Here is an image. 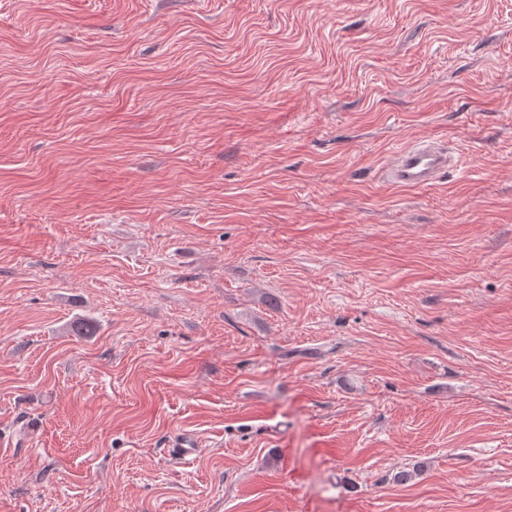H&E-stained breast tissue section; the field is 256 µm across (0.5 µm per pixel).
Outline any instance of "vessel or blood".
<instances>
[{
	"mask_svg": "<svg viewBox=\"0 0 512 512\" xmlns=\"http://www.w3.org/2000/svg\"><path fill=\"white\" fill-rule=\"evenodd\" d=\"M446 149L422 140L396 150L385 163L386 181L398 187H423L434 182L449 165Z\"/></svg>",
	"mask_w": 512,
	"mask_h": 512,
	"instance_id": "obj_1",
	"label": "vessel or blood"
}]
</instances>
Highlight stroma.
Listing matches in <instances>:
<instances>
[{
    "label": "stroma",
    "mask_w": 512,
    "mask_h": 512,
    "mask_svg": "<svg viewBox=\"0 0 512 512\" xmlns=\"http://www.w3.org/2000/svg\"><path fill=\"white\" fill-rule=\"evenodd\" d=\"M0 512H512V0H0ZM448 151L432 141L422 140L396 150L385 163L386 181L398 187H423L448 169Z\"/></svg>",
    "instance_id": "35a3bbf8"
}]
</instances>
